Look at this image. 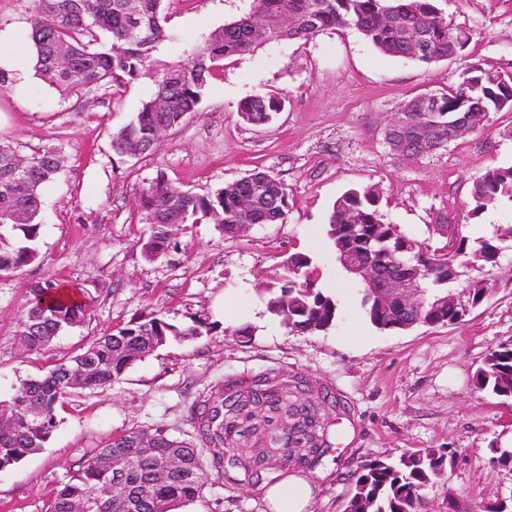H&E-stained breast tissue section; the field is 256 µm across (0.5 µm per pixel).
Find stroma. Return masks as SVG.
I'll return each mask as SVG.
<instances>
[{
	"instance_id": "obj_1",
	"label": "stroma",
	"mask_w": 512,
	"mask_h": 512,
	"mask_svg": "<svg viewBox=\"0 0 512 512\" xmlns=\"http://www.w3.org/2000/svg\"><path fill=\"white\" fill-rule=\"evenodd\" d=\"M452 27L469 32L455 55L416 63L379 51L353 29L268 43L225 60L196 112L170 128L154 152L122 156L112 136L135 118L151 92L141 80L105 93L66 96L35 75L28 38L31 0H0V140L28 154L52 148L62 158L42 189L46 222L40 256L0 278V400L20 383L104 334L155 313L185 328L209 317L210 332L170 337L106 390L83 391L58 409V426L40 454L0 471V512H46L61 483L113 438L167 429L194 439L191 407L214 385H244L257 376L302 377L315 398L334 396L326 416L330 447L318 462L295 468L314 485L309 512H344L351 474L366 460L421 448L455 449V466L427 489L435 512H478L512 496V469L492 467L495 448L512 449V401L476 388L489 351L512 340V249L500 264L467 277L485 279L489 297L456 325L381 331L366 319L362 294L336 260L324 234L333 204L355 186L376 187L387 222L433 247L439 224H461L470 239L512 224L504 201L469 217L475 178L512 166V112L414 163L385 142V121L414 95L457 86L467 66L512 73V0H436ZM252 0H168L167 26L177 41L164 56L248 13ZM269 92L286 109L269 125L242 123L243 98ZM280 180L290 210L283 224H256L229 237L210 221L179 225L168 251L148 259L151 228L139 207L144 189L165 176L206 195L255 171ZM303 253L314 282L336 299L326 330L301 332L269 313L267 283L285 260ZM51 279L89 288L84 324L30 353L16 332L31 283ZM248 335H239L241 326ZM265 483L208 479L200 497L178 512H268Z\"/></svg>"
}]
</instances>
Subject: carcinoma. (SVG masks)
<instances>
[{
	"label": "carcinoma",
	"instance_id": "obj_1",
	"mask_svg": "<svg viewBox=\"0 0 512 512\" xmlns=\"http://www.w3.org/2000/svg\"><path fill=\"white\" fill-rule=\"evenodd\" d=\"M166 0H34L29 38L33 44L37 75L60 92L82 96L92 89L109 91L142 78L154 84L152 96L136 117L117 131L113 150L123 155L131 143L151 140L153 126L173 127L197 110L202 93L224 58L255 52L260 46L285 39H306L333 28H353L383 53L430 64L448 57V39L461 42L469 33L451 27L435 7V0H255L254 10L224 25L217 33L192 47L183 60L159 59L162 47L176 39L166 27ZM422 42L414 46L409 31ZM65 46L69 62L54 63L53 52ZM285 99L258 92L242 99L237 112L250 126L269 124L283 111ZM468 109L482 115L512 110V73L487 72L470 66L462 81L445 94H423L398 109L407 125L424 123L440 128L436 150L448 148V119ZM17 148L0 143V277L14 274L39 256L35 242L43 227L42 188L55 180L60 168L53 163L57 151L44 149L26 155L18 170L12 163ZM476 215L490 205L512 202V166L486 170L473 182ZM143 221L163 224L172 215L185 224L209 218L226 234L236 224H284L289 212L284 185L264 171L229 183L213 194L200 195L158 176L140 199ZM349 224L362 234L375 235L413 247L418 240L386 221L376 189H350L334 203L325 224V236L337 249L356 242ZM462 224L446 225L448 242L433 250L418 248L415 264L427 271L423 281L428 300L413 312H401L381 302L361 282L362 306L372 326L401 330L416 324H455L485 301L483 280L462 281L465 269L480 262L497 266L505 244L512 243V224L499 225L492 237L470 244ZM171 237L151 234L142 245L148 258L166 251ZM290 275L280 292L266 299L267 310L298 331H323L336 322L333 295L312 283L311 260L304 254L288 257ZM31 301L19 324V344L29 352L47 347L67 328L86 318L91 291L76 283L67 287L47 279L30 285ZM205 320L180 329L164 316L144 320L101 337L82 352L58 363L45 376L23 381L16 395L0 401V471L14 467L43 450L56 428L57 407L85 390H104L118 381L142 356L166 343L170 336H198L210 331ZM475 385L503 400L512 401V341L496 346L477 369ZM302 379L266 377L247 387L216 388L199 396L195 420L200 445L210 453L203 460L198 446L170 436L166 430L149 431L154 447L141 454L138 441L144 431H131L82 463L57 491L49 512H174V507L199 496L206 466L219 480L238 470L244 476L277 457V468L314 463L326 452L327 432L322 407L299 404ZM184 461V468L165 480L153 478L156 465L170 456ZM122 472L112 470V459ZM454 452L424 449L399 459L374 458L351 474L354 492L345 512H423L418 490L445 478ZM121 476L135 492L128 500L112 493Z\"/></svg>",
	"mask_w": 512,
	"mask_h": 512
}]
</instances>
